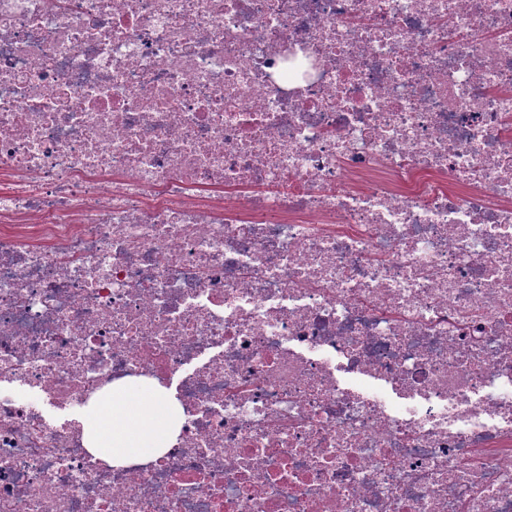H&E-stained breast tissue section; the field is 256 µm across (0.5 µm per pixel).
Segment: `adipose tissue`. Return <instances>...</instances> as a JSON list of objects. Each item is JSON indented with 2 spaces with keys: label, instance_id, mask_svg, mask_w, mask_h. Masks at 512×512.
I'll use <instances>...</instances> for the list:
<instances>
[{
  "label": "adipose tissue",
  "instance_id": "adipose-tissue-1",
  "mask_svg": "<svg viewBox=\"0 0 512 512\" xmlns=\"http://www.w3.org/2000/svg\"><path fill=\"white\" fill-rule=\"evenodd\" d=\"M181 414L163 390L125 385L82 421L86 445L96 456L123 464L156 457L170 448Z\"/></svg>",
  "mask_w": 512,
  "mask_h": 512
}]
</instances>
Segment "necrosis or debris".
<instances>
[{
    "instance_id": "4bbe7bcc",
    "label": "necrosis or debris",
    "mask_w": 512,
    "mask_h": 512,
    "mask_svg": "<svg viewBox=\"0 0 512 512\" xmlns=\"http://www.w3.org/2000/svg\"><path fill=\"white\" fill-rule=\"evenodd\" d=\"M0 512H512V0H0ZM181 414L163 390L125 385L82 420L87 448L115 464L145 460L172 445Z\"/></svg>"
}]
</instances>
